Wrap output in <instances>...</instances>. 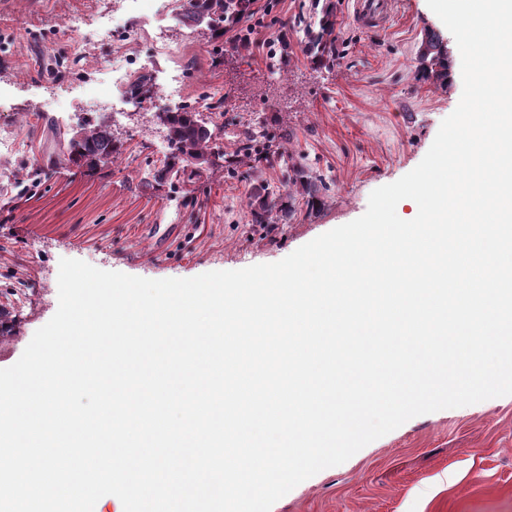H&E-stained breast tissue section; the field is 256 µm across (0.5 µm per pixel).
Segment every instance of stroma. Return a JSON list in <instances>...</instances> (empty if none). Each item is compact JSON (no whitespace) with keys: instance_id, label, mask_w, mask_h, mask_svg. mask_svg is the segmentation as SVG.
Listing matches in <instances>:
<instances>
[{"instance_id":"1","label":"stroma","mask_w":512,"mask_h":512,"mask_svg":"<svg viewBox=\"0 0 512 512\" xmlns=\"http://www.w3.org/2000/svg\"><path fill=\"white\" fill-rule=\"evenodd\" d=\"M314 2L275 8L288 28L283 63L254 46L218 45L207 24L182 14H128L143 42L183 44L178 64L149 60L152 83L178 67L183 100L203 103L219 127L216 149L176 180L159 174L170 148L154 113L121 99L92 102L86 79L116 40L66 61L63 22L96 20L115 0H0V131L21 141L0 153V369L55 314L61 259L147 279L273 263L363 215L373 190L421 162L462 79L456 66L431 75L419 52L433 36L456 58L452 34L426 0H396L390 25L371 30L353 24L351 0H332V55L317 59L303 42ZM102 125L121 147L114 160L56 155L53 131ZM258 126L262 143L239 153ZM299 170L326 190L307 192ZM262 197L288 220L252 223ZM271 512H512V396L414 417L306 479Z\"/></svg>"}]
</instances>
